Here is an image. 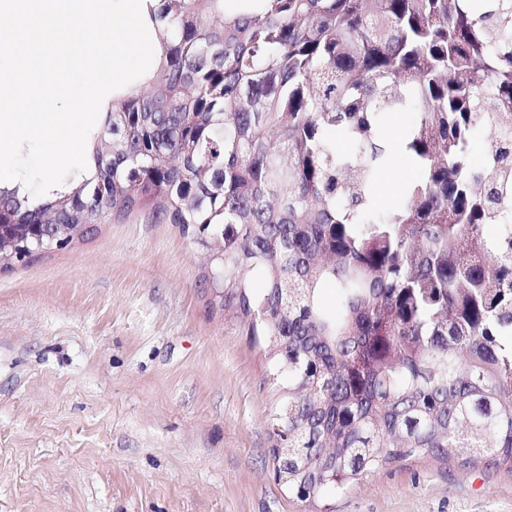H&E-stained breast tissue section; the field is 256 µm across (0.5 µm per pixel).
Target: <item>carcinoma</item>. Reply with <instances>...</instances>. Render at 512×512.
<instances>
[{"label":"carcinoma","instance_id":"carcinoma-1","mask_svg":"<svg viewBox=\"0 0 512 512\" xmlns=\"http://www.w3.org/2000/svg\"><path fill=\"white\" fill-rule=\"evenodd\" d=\"M259 2L147 0L158 74L112 97L80 180L0 186V224L145 214L224 245L222 307L288 375L275 473L302 501L454 450L512 471V0ZM400 113L421 177L383 209Z\"/></svg>","mask_w":512,"mask_h":512}]
</instances>
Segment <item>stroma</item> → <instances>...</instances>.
<instances>
[{
	"label": "stroma",
	"instance_id": "1",
	"mask_svg": "<svg viewBox=\"0 0 512 512\" xmlns=\"http://www.w3.org/2000/svg\"><path fill=\"white\" fill-rule=\"evenodd\" d=\"M203 272L142 216L0 270V512H318L274 478L288 378ZM329 504L512 512V472L424 457Z\"/></svg>",
	"mask_w": 512,
	"mask_h": 512
}]
</instances>
